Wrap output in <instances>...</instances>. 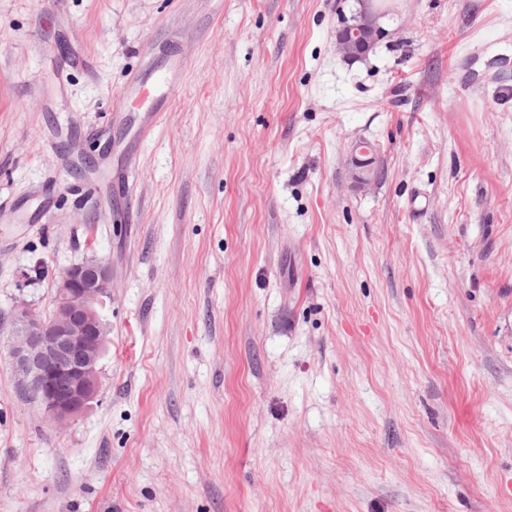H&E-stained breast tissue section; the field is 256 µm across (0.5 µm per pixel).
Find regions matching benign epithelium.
<instances>
[{
	"mask_svg": "<svg viewBox=\"0 0 512 512\" xmlns=\"http://www.w3.org/2000/svg\"><path fill=\"white\" fill-rule=\"evenodd\" d=\"M352 21L336 31V47L348 59L366 55L382 34L380 14L359 0ZM355 186L365 188L380 174L376 149L359 141L350 152ZM112 300V268L101 260L73 264L56 279L52 311L22 304L0 350L11 361L18 386L36 408L62 427L82 416L101 388L109 325L103 308Z\"/></svg>",
	"mask_w": 512,
	"mask_h": 512,
	"instance_id": "1",
	"label": "benign epithelium"
}]
</instances>
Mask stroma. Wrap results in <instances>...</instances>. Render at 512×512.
<instances>
[{
	"mask_svg": "<svg viewBox=\"0 0 512 512\" xmlns=\"http://www.w3.org/2000/svg\"><path fill=\"white\" fill-rule=\"evenodd\" d=\"M377 6L0 0V340L113 275L85 415L0 355V512H512V0ZM369 0L359 1L360 8L350 23L336 32V47L348 59L366 55L382 34L380 14L373 10ZM349 165L352 180L358 188L371 185L379 177L376 149L368 142L359 141L352 146Z\"/></svg>",
	"mask_w": 512,
	"mask_h": 512,
	"instance_id": "35a3bbf8",
	"label": "stroma"
}]
</instances>
